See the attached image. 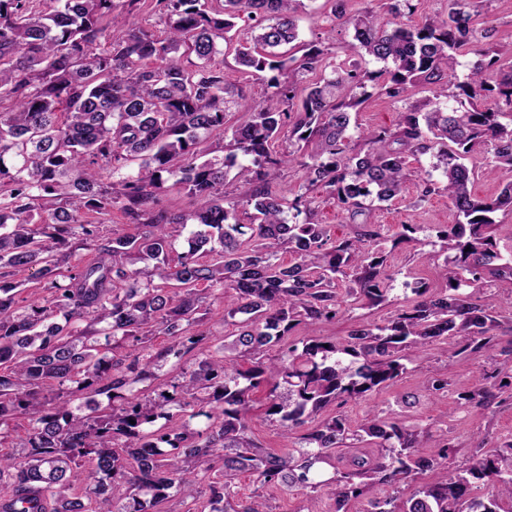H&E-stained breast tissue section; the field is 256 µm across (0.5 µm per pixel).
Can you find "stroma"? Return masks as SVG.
<instances>
[{
    "instance_id": "35a3bbf8",
    "label": "stroma",
    "mask_w": 512,
    "mask_h": 512,
    "mask_svg": "<svg viewBox=\"0 0 512 512\" xmlns=\"http://www.w3.org/2000/svg\"><path fill=\"white\" fill-rule=\"evenodd\" d=\"M333 0H304L297 13V24L302 41L309 42L320 36L323 28L333 27L328 41L335 53H343L353 40L354 32L344 24H331ZM477 27L489 29L491 42L501 58L512 60V0H482L475 16ZM401 109L399 102L383 95H373L355 116L356 126L351 136H358L364 129L393 126ZM453 219L447 196L431 195L426 201H418L417 188L408 185L402 198L388 203L374 204L369 220L384 227L380 247L387 257V265L393 275L388 299L375 308L343 299L341 312L335 320L312 327H296L291 337L295 340L316 336L325 340L341 341L358 323H381L394 316L412 298L413 288L425 286L433 290L445 288L442 274L444 259L438 251L440 242L437 232L450 225ZM416 229L417 243L396 242L395 235L402 225ZM493 364L485 355L476 354L465 358L444 355L438 346H431L407 365V370L388 388L368 394L365 398L350 400L338 405L337 413L350 421L358 422L370 410L382 414H398L406 421L419 424L425 430L424 445H431L434 438L446 436L456 452L448 459L449 470L465 466L478 434L487 433L505 441L512 438V399L492 405L477 412L465 406H456L460 393L468 391L483 371ZM444 377L449 381L447 394L432 395L427 385L432 378ZM239 500L248 501L261 494L267 499L272 512H303L308 504H315L318 512H332L333 500L324 493L295 487L287 491L268 486L258 487L248 474L234 480Z\"/></svg>"
}]
</instances>
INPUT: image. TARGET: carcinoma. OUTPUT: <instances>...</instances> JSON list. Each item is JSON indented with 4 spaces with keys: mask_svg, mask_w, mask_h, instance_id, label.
<instances>
[{
    "mask_svg": "<svg viewBox=\"0 0 512 512\" xmlns=\"http://www.w3.org/2000/svg\"><path fill=\"white\" fill-rule=\"evenodd\" d=\"M37 2L0 0V429L19 417L30 425L17 453L0 456V512H184L185 492L213 470L222 478L198 512H265L258 499L237 500L241 472L322 490L336 512L377 486L389 491L370 512H512V441L489 447L481 436L469 465L450 474L454 448L420 455L415 424L327 413L389 387L428 345L453 357L492 350L494 301L512 296V263H497L492 235L494 214L512 213V181L478 199L465 163L482 148L512 172V62L475 27L474 0H448L446 13L413 28L397 22L410 0L355 13L335 0L333 17L354 31L342 60L320 42L298 57L277 52L298 38L299 0H50L47 12ZM147 3L165 35L137 23L108 29L115 9ZM243 14L236 63L273 73L259 102L214 66ZM468 55L461 79L457 57ZM416 85L432 96L409 101ZM370 87L402 109L395 128L366 132L356 151L352 114ZM232 109L244 120L228 128ZM427 155L440 187L409 165ZM294 164L303 184L290 199L278 180ZM413 181L418 201L441 191L452 206L454 224L438 231L452 254L448 287L412 289L393 318L342 342L289 341L298 325L336 318L339 281L370 307L386 300L380 225L356 217ZM318 189L349 214L351 235L333 238L315 220ZM167 190L188 208L160 207ZM114 211L126 224L104 234ZM179 237L187 249L172 264ZM283 251L295 262H280ZM32 279L46 296L22 305ZM201 283L239 318L215 353ZM272 343L277 358L264 355ZM172 359L180 373L164 380ZM263 384L266 416L291 442L278 452L249 436ZM508 391L505 361L458 399L486 409ZM350 441L375 451L323 478Z\"/></svg>",
    "mask_w": 512,
    "mask_h": 512,
    "instance_id": "cac0c4a2",
    "label": "carcinoma"
}]
</instances>
